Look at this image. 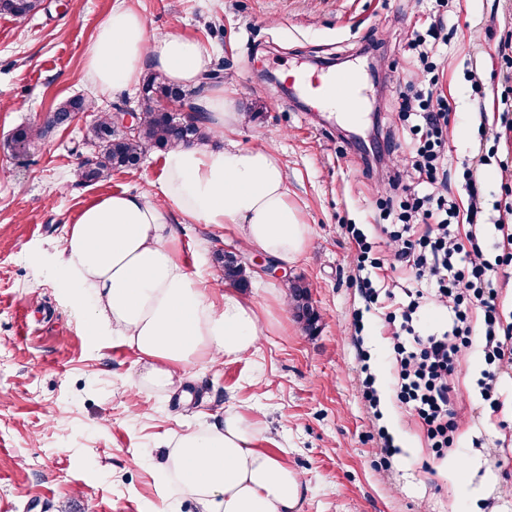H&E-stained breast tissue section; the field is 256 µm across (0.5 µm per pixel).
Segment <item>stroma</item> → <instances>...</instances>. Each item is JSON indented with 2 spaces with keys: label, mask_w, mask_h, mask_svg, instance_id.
I'll return each mask as SVG.
<instances>
[{
  "label": "stroma",
  "mask_w": 512,
  "mask_h": 512,
  "mask_svg": "<svg viewBox=\"0 0 512 512\" xmlns=\"http://www.w3.org/2000/svg\"><path fill=\"white\" fill-rule=\"evenodd\" d=\"M149 35L195 39L213 54L209 83L238 94L246 112L235 135L242 147L265 143L281 157L291 201L312 236L289 278L308 284L320 321L305 332L294 315L265 330L256 350L217 369L190 367V402L134 386L135 356L116 338L90 331L71 304L60 265L69 224L96 198L114 192L148 197L158 190L161 155L140 167L85 184L74 171L96 149L85 132L94 114L46 133L24 153L12 136L45 128L46 113L84 96L98 109H139L134 87L101 94L85 48L115 0H43L36 14L0 13V512H169L155 471L141 460L173 431L234 407L262 431L258 445L305 473L301 512H512V376L498 381L507 430L480 420L476 381L485 364L473 351L457 375L467 423L446 458L432 450L394 399L390 331L365 314L352 280L353 243L344 227L373 228L371 203L384 186L387 161L374 139L402 145L395 122L401 94L416 81V59L403 39L434 11V0H127ZM512 34V0H456L448 40L436 56L440 86L453 108L448 167L479 144V116L467 80L477 70L487 112L512 87L498 55ZM355 73L356 119L286 93L289 72L316 63ZM181 258L207 277L217 251L243 249L234 225L174 220ZM371 356L386 426L398 448L390 470L376 469L371 415L361 397L360 350Z\"/></svg>",
  "instance_id": "obj_1"
}]
</instances>
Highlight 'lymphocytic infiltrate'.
<instances>
[{
  "instance_id": "1",
  "label": "lymphocytic infiltrate",
  "mask_w": 512,
  "mask_h": 512,
  "mask_svg": "<svg viewBox=\"0 0 512 512\" xmlns=\"http://www.w3.org/2000/svg\"><path fill=\"white\" fill-rule=\"evenodd\" d=\"M438 14L422 23L408 47L422 66L420 90L403 99L399 118L411 135L408 155H393L392 174L379 203L380 217L388 221L386 246L399 263L409 266L421 286L406 307L385 314L387 322H400L412 344L396 342L399 364L397 398L420 420L435 451L453 443L463 417L456 407L453 376L461 358L476 344L471 321L483 313L480 344L486 371L479 382L488 413L500 402L496 383L512 373V320H503L496 300L499 279L512 277V202L499 210L494 223L486 221V186L479 174L485 163L481 153L465 158V203L448 196V130L452 107L438 87L432 61L436 41L445 25L442 13L448 0H437ZM445 309L440 328L422 331L429 307Z\"/></svg>"
}]
</instances>
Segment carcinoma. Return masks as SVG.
I'll return each instance as SVG.
<instances>
[{
  "instance_id": "cac0c4a2",
  "label": "carcinoma",
  "mask_w": 512,
  "mask_h": 512,
  "mask_svg": "<svg viewBox=\"0 0 512 512\" xmlns=\"http://www.w3.org/2000/svg\"><path fill=\"white\" fill-rule=\"evenodd\" d=\"M41 7V0H0V12L16 17H26L36 13ZM185 97L184 91L169 82L159 73H151L142 85L143 112L139 118L137 135L127 139L114 128V116L105 113L87 128L86 137L98 148L93 160L81 163L75 171L78 181L82 183L99 182L114 171L132 170L138 167L150 152H164L177 146H188L207 138V132L199 124V118L193 123H184L183 118L175 112L159 111L163 99L177 100ZM91 107L90 102L81 96L63 102L54 111L53 120L47 127L68 124L75 114L85 112ZM42 131L32 127H20L13 135L15 148L24 150L29 147ZM215 260L223 273L224 280L243 288L246 280L232 254L218 252ZM291 303L298 320L304 323L309 333L316 329L318 315L311 304L309 288L299 282L290 286Z\"/></svg>"
}]
</instances>
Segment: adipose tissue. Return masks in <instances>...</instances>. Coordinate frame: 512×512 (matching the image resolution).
<instances>
[{
	"label": "adipose tissue",
	"mask_w": 512,
	"mask_h": 512,
	"mask_svg": "<svg viewBox=\"0 0 512 512\" xmlns=\"http://www.w3.org/2000/svg\"><path fill=\"white\" fill-rule=\"evenodd\" d=\"M101 92H115L158 72L169 83L195 87L212 65L199 41L177 34L149 36L145 20L126 4L113 7L85 52ZM210 143L179 146L162 157L160 195L126 192L99 197L69 225L62 267L76 290L75 308L95 332L120 339L136 356V385L185 393L190 366L236 360L254 351L288 301L276 311L225 291L212 299L177 252L174 214L202 224L234 225L241 242L280 267L305 253L311 228L289 199L287 173L272 147H238L230 138L244 124L234 96L213 85L196 100ZM261 433L248 415L229 407L202 428L173 432L163 443L158 475L196 512H301L308 483L287 462L258 448Z\"/></svg>",
	"instance_id": "obj_1"
}]
</instances>
